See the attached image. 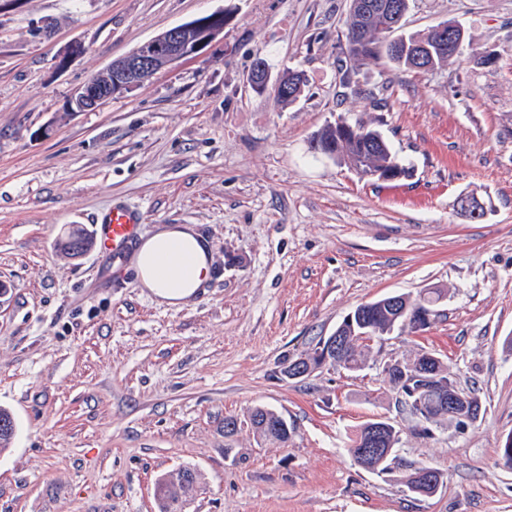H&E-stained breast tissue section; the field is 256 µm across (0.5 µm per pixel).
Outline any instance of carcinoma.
I'll use <instances>...</instances> for the list:
<instances>
[{
	"label": "carcinoma",
	"instance_id": "cac0c4a2",
	"mask_svg": "<svg viewBox=\"0 0 512 512\" xmlns=\"http://www.w3.org/2000/svg\"><path fill=\"white\" fill-rule=\"evenodd\" d=\"M439 25L427 31L406 32L400 25L388 30L384 14L376 11L361 14L349 8L344 31L345 46L338 61L341 73V84L351 93H359V89L348 84L346 74H358L360 67L369 64L386 63L409 71L421 73L433 72L455 65L459 56L451 54V50L441 46L438 35ZM305 83L301 72H288V91L277 94L283 102L292 104L299 97ZM353 135L340 136L339 123L328 124L313 136L312 149L326 152L329 159L344 163L353 168L363 177L368 176L371 169L382 171H399L410 176L409 168L402 165L383 134L364 123L354 124ZM446 295L443 288H426L415 298L408 294H400L407 303L406 317L396 315L392 307L380 297L371 301L369 308L358 305L352 312V321L339 324L344 346L340 350L336 365L349 370L358 371L365 365L371 353V342L390 334L395 328L403 326L404 319H413L424 307L436 305ZM424 381L412 376L407 379L405 388L416 392L411 400L420 401L422 411L426 412L427 426L421 429L425 435L430 434L429 425L439 424L448 418V411L443 408L440 395L419 391ZM249 421L259 436L280 443L288 442L287 431L276 428L275 411L263 406L254 407L249 414ZM16 431V423L12 415L0 409V452L7 449ZM368 423L360 425L355 438L352 439L350 453L362 467L384 475H399L406 487L418 482L417 475L431 466L419 461H407L399 454L401 438L399 431L385 429L380 433L378 447L389 448L391 452L364 453L367 448ZM192 491L189 485L169 486L156 484V495L160 504V512H182V501Z\"/></svg>",
	"mask_w": 512,
	"mask_h": 512
}]
</instances>
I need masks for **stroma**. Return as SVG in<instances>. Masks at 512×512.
<instances>
[{"instance_id":"stroma-1","label":"stroma","mask_w":512,"mask_h":512,"mask_svg":"<svg viewBox=\"0 0 512 512\" xmlns=\"http://www.w3.org/2000/svg\"><path fill=\"white\" fill-rule=\"evenodd\" d=\"M349 4L0 0V408L17 426L0 512H159L157 480L186 467L200 479L185 512H512L498 455L512 434V0H414L407 30L458 22L468 55L426 74L363 66L357 96L336 61ZM225 8L200 55L69 111L113 61ZM259 56L272 75L305 72L297 101L251 91ZM340 118L376 126L410 176L363 179L316 153ZM116 201L142 210L145 235L189 224L208 239L193 302L159 303L133 274L105 286L99 248L59 252L64 227L93 229ZM432 287L448 296L431 324L374 342L362 370L282 376L357 305ZM424 352L483 417L420 435L385 368ZM257 406L287 420L288 443L257 437ZM381 417L402 457L443 473L436 494L354 461L356 429Z\"/></svg>"}]
</instances>
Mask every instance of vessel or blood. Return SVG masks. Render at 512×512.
Masks as SVG:
<instances>
[{
    "mask_svg": "<svg viewBox=\"0 0 512 512\" xmlns=\"http://www.w3.org/2000/svg\"><path fill=\"white\" fill-rule=\"evenodd\" d=\"M141 213L116 203L95 220V239L100 250L112 258V278L123 274L124 264L141 239Z\"/></svg>",
    "mask_w": 512,
    "mask_h": 512,
    "instance_id": "b4317fda",
    "label": "vessel or blood"
}]
</instances>
